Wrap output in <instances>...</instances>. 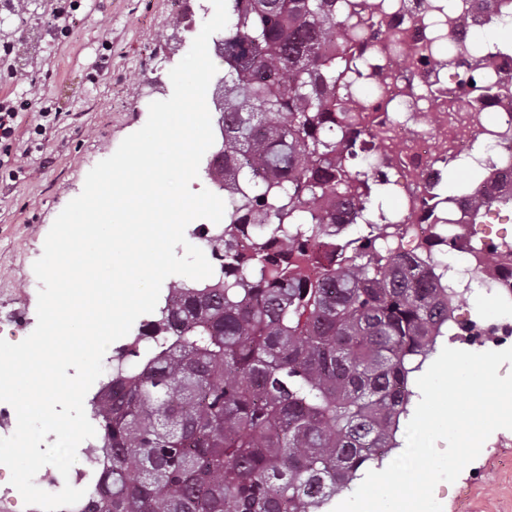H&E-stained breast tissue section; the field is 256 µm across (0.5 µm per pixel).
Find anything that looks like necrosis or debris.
<instances>
[{
    "instance_id": "1",
    "label": "necrosis or debris",
    "mask_w": 512,
    "mask_h": 512,
    "mask_svg": "<svg viewBox=\"0 0 512 512\" xmlns=\"http://www.w3.org/2000/svg\"><path fill=\"white\" fill-rule=\"evenodd\" d=\"M360 2L388 37L364 52V77L340 93L400 199L395 212L375 214V234L396 254L436 250L439 287L466 295L488 284L511 299L512 237H488L468 217L473 194L512 197V94H460L455 74L478 33L512 19V0H454L443 12L440 0ZM463 155L482 177L473 193L444 204L448 165Z\"/></svg>"
}]
</instances>
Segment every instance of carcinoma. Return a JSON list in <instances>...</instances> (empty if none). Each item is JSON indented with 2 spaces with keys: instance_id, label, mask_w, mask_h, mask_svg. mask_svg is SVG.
Instances as JSON below:
<instances>
[{
  "instance_id": "1",
  "label": "carcinoma",
  "mask_w": 512,
  "mask_h": 512,
  "mask_svg": "<svg viewBox=\"0 0 512 512\" xmlns=\"http://www.w3.org/2000/svg\"><path fill=\"white\" fill-rule=\"evenodd\" d=\"M215 51L224 234L207 288L175 283L120 349L92 400L101 472L84 512H329L336 493L399 447L410 380L448 332L424 259L352 241L389 172L344 129L337 86L359 73L336 0H227ZM357 35L378 43L370 20ZM464 92L512 89L463 65ZM346 205L338 222L321 202ZM341 240L322 257L311 240ZM312 261L313 274L296 271ZM152 343L145 354L141 345Z\"/></svg>"
}]
</instances>
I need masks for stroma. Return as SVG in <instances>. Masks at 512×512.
<instances>
[{"mask_svg":"<svg viewBox=\"0 0 512 512\" xmlns=\"http://www.w3.org/2000/svg\"><path fill=\"white\" fill-rule=\"evenodd\" d=\"M54 8V0H13L0 12L15 72L0 80V99L31 103L17 119L19 163L0 168V338L11 343L36 327L33 264L55 218L88 172L145 124L149 104L171 96L170 70L214 12L211 0H80L59 39ZM46 105L56 118L38 135ZM434 496L443 512H512V430L492 433Z\"/></svg>","mask_w":512,"mask_h":512,"instance_id":"obj_1","label":"stroma"}]
</instances>
